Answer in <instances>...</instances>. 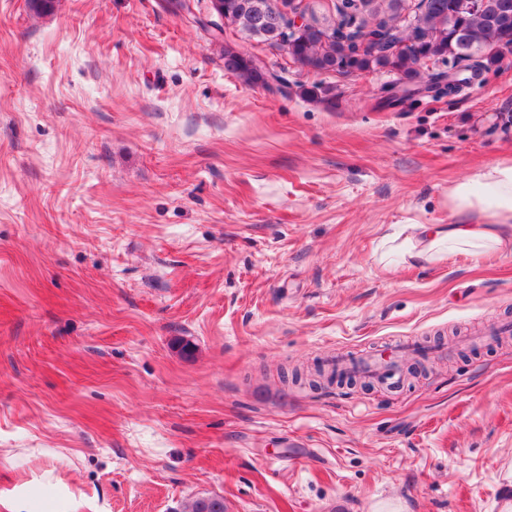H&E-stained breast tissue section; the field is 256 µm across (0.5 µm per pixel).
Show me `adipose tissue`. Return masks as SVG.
I'll list each match as a JSON object with an SVG mask.
<instances>
[{
	"label": "adipose tissue",
	"mask_w": 512,
	"mask_h": 512,
	"mask_svg": "<svg viewBox=\"0 0 512 512\" xmlns=\"http://www.w3.org/2000/svg\"><path fill=\"white\" fill-rule=\"evenodd\" d=\"M459 224H414L401 243L405 258L436 262L455 254L512 256V163L487 166L448 191Z\"/></svg>",
	"instance_id": "obj_1"
}]
</instances>
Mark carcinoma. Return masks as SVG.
<instances>
[{
	"mask_svg": "<svg viewBox=\"0 0 512 512\" xmlns=\"http://www.w3.org/2000/svg\"><path fill=\"white\" fill-rule=\"evenodd\" d=\"M279 0H224V20L204 22L216 36L232 35L277 50L287 21ZM299 0L309 23L288 41V59L313 74L345 77L383 71L395 77L394 92L375 96L373 108L403 107L425 96L437 100L459 94L503 63L512 46V0H481L471 9L465 0ZM224 71L248 86L283 93L288 85L264 59L223 46ZM303 99L339 106L336 87L322 81L297 84Z\"/></svg>",
	"mask_w": 512,
	"mask_h": 512,
	"instance_id": "obj_1",
	"label": "carcinoma"
}]
</instances>
